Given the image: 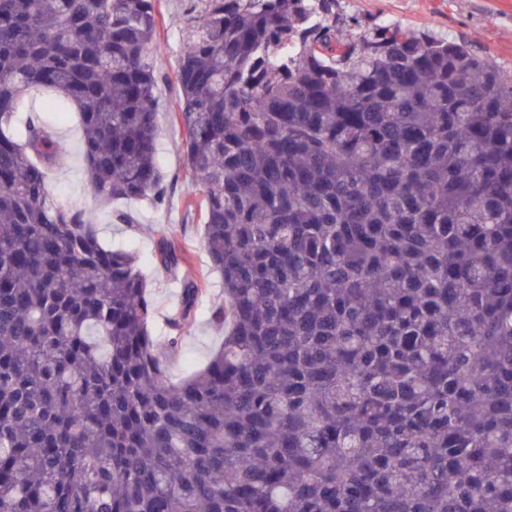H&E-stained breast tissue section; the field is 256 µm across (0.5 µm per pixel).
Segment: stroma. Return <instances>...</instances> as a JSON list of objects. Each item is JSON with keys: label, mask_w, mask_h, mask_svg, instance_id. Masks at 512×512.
Returning a JSON list of instances; mask_svg holds the SVG:
<instances>
[{"label": "stroma", "mask_w": 512, "mask_h": 512, "mask_svg": "<svg viewBox=\"0 0 512 512\" xmlns=\"http://www.w3.org/2000/svg\"><path fill=\"white\" fill-rule=\"evenodd\" d=\"M197 3L198 0H157L156 4L159 25L155 43L160 53L155 95L161 130L158 162L163 174V202L125 203V210L134 219L133 227L113 224L110 213L99 209L88 191L81 133L74 116L68 122L56 124L55 132L64 144L65 156L48 180L50 192L63 203L92 213L107 243L131 245L143 256L144 272L156 307L152 331L157 336L168 333L167 321L176 311L184 280L207 276L211 297L221 293L220 276L209 270L199 216L188 205L190 199L198 196L199 186L185 164L182 135L174 121L178 110L177 62L184 47V34L198 14ZM341 3L347 12L361 18L467 38L493 55L503 69L512 71V0H341ZM163 233L170 234L191 253L190 262L181 265L173 275L151 259L153 244ZM221 336L216 326L198 319L185 331L179 355L167 361L170 380L178 381L191 368L203 366Z\"/></svg>", "instance_id": "35a3bbf8"}]
</instances>
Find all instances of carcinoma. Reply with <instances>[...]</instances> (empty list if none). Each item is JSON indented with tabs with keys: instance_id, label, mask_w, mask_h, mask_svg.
Returning <instances> with one entry per match:
<instances>
[{
	"instance_id": "cac0c4a2",
	"label": "carcinoma",
	"mask_w": 512,
	"mask_h": 512,
	"mask_svg": "<svg viewBox=\"0 0 512 512\" xmlns=\"http://www.w3.org/2000/svg\"><path fill=\"white\" fill-rule=\"evenodd\" d=\"M155 0H0V512H512V71L339 0H200L176 121L224 340L177 382L132 247L162 198ZM154 258L189 262L162 235Z\"/></svg>"
}]
</instances>
